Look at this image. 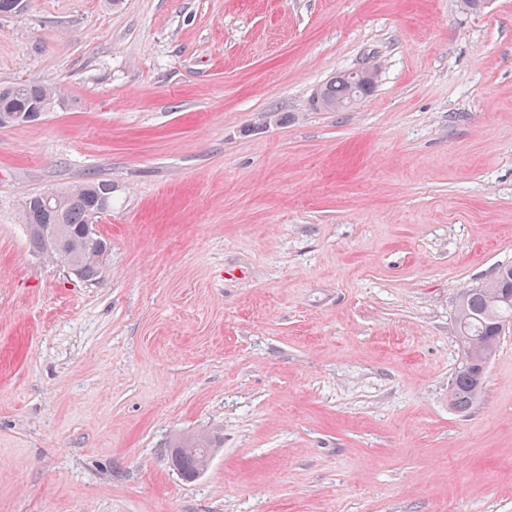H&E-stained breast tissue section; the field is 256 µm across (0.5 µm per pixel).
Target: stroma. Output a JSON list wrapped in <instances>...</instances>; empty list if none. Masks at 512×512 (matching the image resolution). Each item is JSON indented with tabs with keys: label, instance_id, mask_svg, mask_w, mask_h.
Wrapping results in <instances>:
<instances>
[{
	"label": "stroma",
	"instance_id": "stroma-1",
	"mask_svg": "<svg viewBox=\"0 0 512 512\" xmlns=\"http://www.w3.org/2000/svg\"><path fill=\"white\" fill-rule=\"evenodd\" d=\"M20 80L62 99L0 129V512H512V332L448 404L459 294L512 264V0H27ZM90 179L93 282L21 219ZM351 75L353 77L358 76L360 81L366 82L361 85H354L349 76V72H344L330 78L320 86L312 99L315 109L322 111L342 110V106H347L352 101L354 104L358 100L369 96L374 91L376 77L372 79L374 76L372 68L357 69L352 71ZM367 80L371 81L367 82ZM345 108H348V106ZM172 465L185 479L197 477L199 470L207 466L212 440L206 436L187 437L173 447Z\"/></svg>",
	"mask_w": 512,
	"mask_h": 512
}]
</instances>
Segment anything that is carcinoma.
<instances>
[{
  "instance_id": "1",
  "label": "carcinoma",
  "mask_w": 512,
  "mask_h": 512,
  "mask_svg": "<svg viewBox=\"0 0 512 512\" xmlns=\"http://www.w3.org/2000/svg\"><path fill=\"white\" fill-rule=\"evenodd\" d=\"M376 80L354 85L349 73L330 78L316 91L312 103L322 111H336L351 102L369 96ZM59 101V90L53 86L21 80L0 86V116L10 112H26L32 107L43 113L51 112ZM112 184L104 180L86 181L59 193L56 210L47 216L56 225L57 237L47 233L38 221L43 210V194L26 199L23 219L32 225L30 240L33 248L67 266H76L87 281L101 274V257L110 249V243L101 235L89 238L83 233L90 209L102 204L112 207ZM512 321V266H501L489 281L460 294L454 313L456 338L462 363L455 373L456 385L449 397V405L458 412H466L480 398L485 376L475 377L487 357L495 356L499 325ZM212 440L206 436L187 437L175 444L172 465L185 479H193L207 466Z\"/></svg>"
}]
</instances>
